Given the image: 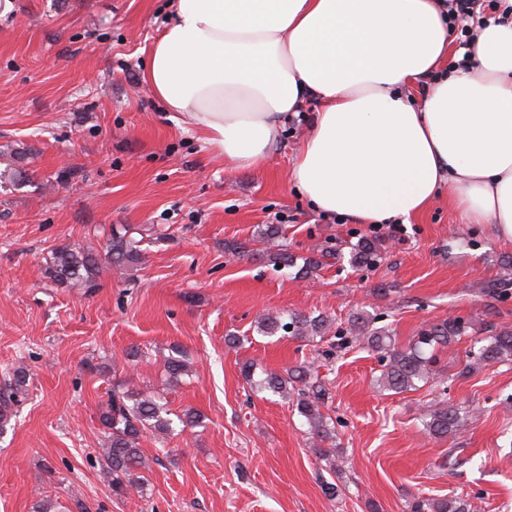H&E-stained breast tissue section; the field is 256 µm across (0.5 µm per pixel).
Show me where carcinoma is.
Masks as SVG:
<instances>
[{
  "label": "carcinoma",
  "mask_w": 512,
  "mask_h": 512,
  "mask_svg": "<svg viewBox=\"0 0 512 512\" xmlns=\"http://www.w3.org/2000/svg\"><path fill=\"white\" fill-rule=\"evenodd\" d=\"M34 150L24 142H10L0 146V184L24 187L32 182L34 172L27 169L28 158ZM127 269H134L142 262L140 241L133 237L126 225L112 230L107 239L105 252L96 244L62 243L50 255L46 272L52 281L71 288L95 287L100 259ZM382 258L381 245L375 239H361L351 254L354 266L371 267ZM327 319L295 312H283L277 316L260 319L258 328L268 336L281 334L303 342L314 343L324 337ZM470 318L447 317L423 326L405 347H399L392 332L385 326L377 327L369 316L356 314L348 321L345 332L338 336L334 347L345 349L350 341H359L381 353L382 369L378 379L388 390L403 392L416 388L418 383L433 382L443 376L440 354L463 340L471 341L467 353L468 370L473 371L491 364L512 361V329H492L490 334L476 338L471 335ZM164 369L171 382L178 381L189 372L186 359L179 351L165 360ZM241 373L254 392H271L288 395L296 393V407L309 426L311 439L320 447L314 454L334 466L335 449L322 444L333 438L331 417L322 408L329 399L328 389L319 378L315 361L303 360L296 369L286 375L267 373L254 379L253 364H242ZM25 390V374L15 375L9 388L0 392V432L10 420L8 409L17 403V397ZM474 412L468 407L451 405L442 400L427 409L422 419V431L433 438H447L461 434L473 422ZM103 444L101 456L112 495L123 499L143 490L139 471L148 466L147 457L140 441L148 434H169L173 421L169 418L167 400L163 396H145L125 381L112 382L105 406L99 417ZM406 512H476L474 503L463 497L444 499L417 496L406 504Z\"/></svg>",
  "instance_id": "1"
}]
</instances>
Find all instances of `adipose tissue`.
Returning a JSON list of instances; mask_svg holds the SVG:
<instances>
[{
  "label": "adipose tissue",
  "mask_w": 512,
  "mask_h": 512,
  "mask_svg": "<svg viewBox=\"0 0 512 512\" xmlns=\"http://www.w3.org/2000/svg\"><path fill=\"white\" fill-rule=\"evenodd\" d=\"M454 52L443 0H174L143 81L236 169L318 100L292 168L318 211L407 224L444 190L512 241V18L479 27L468 68Z\"/></svg>",
  "instance_id": "1"
}]
</instances>
